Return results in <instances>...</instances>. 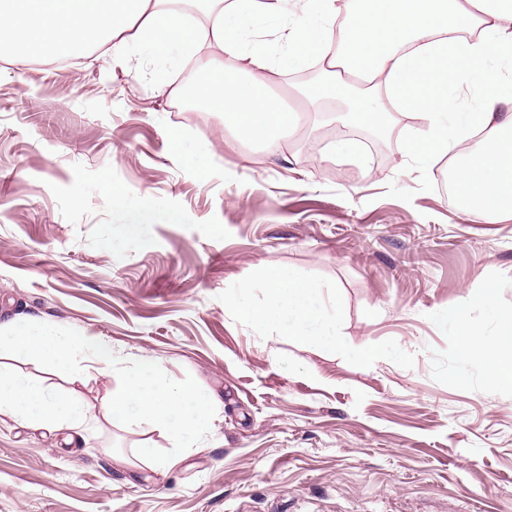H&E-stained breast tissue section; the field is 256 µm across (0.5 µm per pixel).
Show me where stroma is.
<instances>
[{
    "label": "stroma",
    "instance_id": "stroma-1",
    "mask_svg": "<svg viewBox=\"0 0 512 512\" xmlns=\"http://www.w3.org/2000/svg\"><path fill=\"white\" fill-rule=\"evenodd\" d=\"M193 75L174 57L0 60V322L100 337L192 376L216 409L165 470L136 453L171 448L157 429L105 421L68 446L0 416V512H512V390L438 319L462 308L490 336L512 315V219L450 204L449 157L426 177L404 163L418 120L390 114L385 156L336 154L367 126L338 123L303 94L304 71L282 70L271 91L305 123L291 155H272L223 113L179 109ZM173 128L182 151L205 150V175ZM265 266L340 290L325 314L348 353L236 317L233 294L264 302ZM5 363L95 412L119 388L110 369L76 381Z\"/></svg>",
    "mask_w": 512,
    "mask_h": 512
}]
</instances>
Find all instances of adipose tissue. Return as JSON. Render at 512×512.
Segmentation results:
<instances>
[{"label":"adipose tissue","mask_w":512,"mask_h":512,"mask_svg":"<svg viewBox=\"0 0 512 512\" xmlns=\"http://www.w3.org/2000/svg\"><path fill=\"white\" fill-rule=\"evenodd\" d=\"M162 0H0V58L24 64L53 62L86 47L129 51L155 60L180 50L191 60L202 49L228 54L230 67H199L193 97L224 115L238 136L286 154L294 118L266 92L279 67L300 69L317 59L383 88L394 111L415 115L421 129L407 139L404 155L422 172L439 156L454 159L453 183L465 211L478 220L512 218V0H194L209 13L203 29L164 9ZM303 13L304 20L290 25ZM466 74L480 87L499 82L476 111H463L448 88ZM484 132L471 145L473 132ZM257 285L266 300L231 298L238 317L257 326L287 324L288 334L313 347L343 350L338 323L318 333L323 289L286 269L266 268ZM439 319L459 327L463 356L484 362L490 384L512 389V318H501L483 337L465 310H443ZM0 415L23 426L60 433L65 444L93 429L96 418L76 396L49 391L41 382L0 364Z\"/></svg>","instance_id":"obj_1"}]
</instances>
